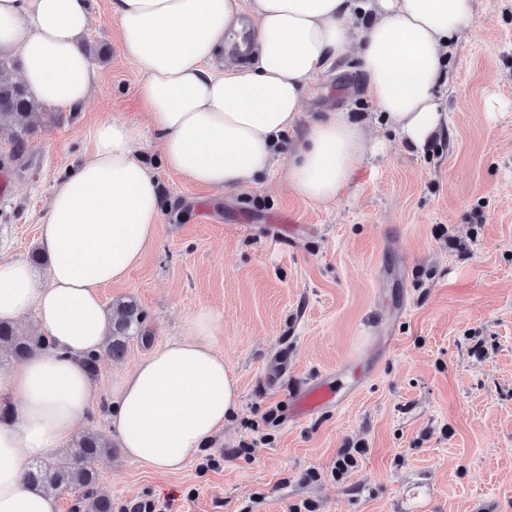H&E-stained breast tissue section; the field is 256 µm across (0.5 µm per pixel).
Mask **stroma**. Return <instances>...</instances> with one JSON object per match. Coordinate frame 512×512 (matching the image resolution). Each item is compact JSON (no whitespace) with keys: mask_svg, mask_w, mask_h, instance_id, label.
I'll list each match as a JSON object with an SVG mask.
<instances>
[{"mask_svg":"<svg viewBox=\"0 0 512 512\" xmlns=\"http://www.w3.org/2000/svg\"><path fill=\"white\" fill-rule=\"evenodd\" d=\"M85 43L96 93L79 112L43 105L26 153L0 172L2 254L31 257L53 188L98 122L142 118L110 0H93ZM448 71V129L421 149L386 129L355 53L313 79L303 111L350 108L374 148L323 204L290 187L287 150L223 191L165 168L145 133L158 235L102 297L135 298L151 342L102 357L94 382L110 398L205 310L222 326L238 405L181 473L118 447L97 459L112 512L148 501L168 512H512V0H475ZM315 378L344 403L289 423L292 388Z\"/></svg>","mask_w":512,"mask_h":512,"instance_id":"obj_1","label":"stroma"}]
</instances>
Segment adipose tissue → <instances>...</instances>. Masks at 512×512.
Wrapping results in <instances>:
<instances>
[{
    "label": "adipose tissue",
    "instance_id": "obj_1",
    "mask_svg": "<svg viewBox=\"0 0 512 512\" xmlns=\"http://www.w3.org/2000/svg\"><path fill=\"white\" fill-rule=\"evenodd\" d=\"M474 0H111L120 44L142 80L146 126L105 120L91 151L57 182L40 224L46 271L0 255V321L34 311L44 347L0 367V512H58L31 484L32 463L85 425L99 391L84 364L103 346L101 290L123 280L153 243L158 181L138 154L144 130L168 169L213 189L273 165L286 132L288 181L302 198L336 199L365 161L367 130L338 109L308 119L310 81L356 47L363 86L399 141L420 146L448 123L437 92ZM91 0H0V58H16L36 99L80 111L99 73L83 46ZM256 20L245 30L243 13ZM219 325L198 312L190 335L145 357L107 404L120 448L168 473L221 430L238 386L214 345Z\"/></svg>",
    "mask_w": 512,
    "mask_h": 512
}]
</instances>
